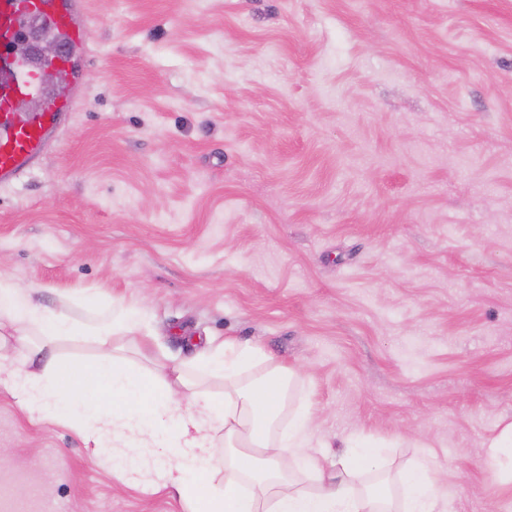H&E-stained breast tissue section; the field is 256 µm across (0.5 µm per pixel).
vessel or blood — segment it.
Instances as JSON below:
<instances>
[{"instance_id": "b4317fda", "label": "vessel or blood", "mask_w": 512, "mask_h": 512, "mask_svg": "<svg viewBox=\"0 0 512 512\" xmlns=\"http://www.w3.org/2000/svg\"><path fill=\"white\" fill-rule=\"evenodd\" d=\"M82 0H0V183L17 180L41 157L46 141L72 109L70 98L53 95V79L77 78L86 58ZM37 22L62 45L63 55L52 62L32 61L8 53L7 47L28 22ZM39 102L38 110L21 114L15 103Z\"/></svg>"}]
</instances>
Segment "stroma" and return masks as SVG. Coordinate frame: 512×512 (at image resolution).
Masks as SVG:
<instances>
[{
  "mask_svg": "<svg viewBox=\"0 0 512 512\" xmlns=\"http://www.w3.org/2000/svg\"><path fill=\"white\" fill-rule=\"evenodd\" d=\"M87 64L0 185V275L151 356L236 338L320 435L425 459L444 512H512V0H85ZM0 512H184L0 384ZM483 447L490 448L487 452V463L493 471L498 470L499 461L502 457H510L512 461V420H509L503 426L500 434L494 441Z\"/></svg>",
  "mask_w": 512,
  "mask_h": 512,
  "instance_id": "35a3bbf8",
  "label": "stroma"
}]
</instances>
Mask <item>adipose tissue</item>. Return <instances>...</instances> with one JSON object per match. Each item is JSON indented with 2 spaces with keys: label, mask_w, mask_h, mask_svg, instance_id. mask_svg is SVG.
<instances>
[{
  "label": "adipose tissue",
  "mask_w": 512,
  "mask_h": 512,
  "mask_svg": "<svg viewBox=\"0 0 512 512\" xmlns=\"http://www.w3.org/2000/svg\"><path fill=\"white\" fill-rule=\"evenodd\" d=\"M84 336L101 352L63 358ZM13 342L10 389L31 415L63 420L86 447L136 456L150 484L173 487L186 512H439L426 461L405 470L395 500L377 450L355 435L332 456L296 371L259 346L233 338L194 364L146 358L145 310L113 301L82 323L39 305L32 289L0 275V346ZM160 457L175 466L157 468Z\"/></svg>",
  "instance_id": "ef3b65f1"
}]
</instances>
